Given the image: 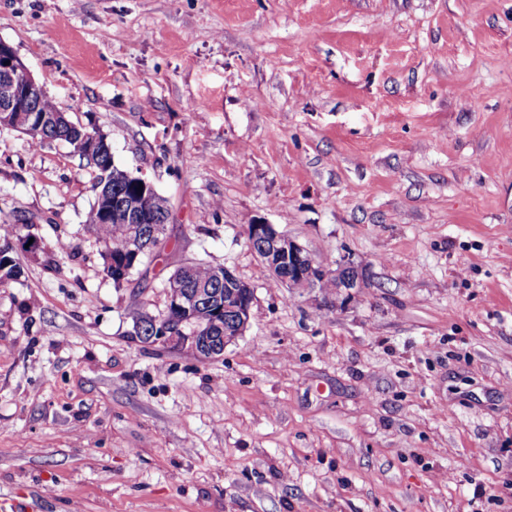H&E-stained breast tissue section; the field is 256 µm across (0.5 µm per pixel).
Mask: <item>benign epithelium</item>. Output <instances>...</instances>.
<instances>
[{
  "instance_id": "1",
  "label": "benign epithelium",
  "mask_w": 512,
  "mask_h": 512,
  "mask_svg": "<svg viewBox=\"0 0 512 512\" xmlns=\"http://www.w3.org/2000/svg\"><path fill=\"white\" fill-rule=\"evenodd\" d=\"M42 93V88L14 48L0 40V127L28 132L30 125L22 120L21 111H38L34 105V96ZM99 187L102 213L106 219L110 220L112 216L122 213L143 223L151 222V217L138 213L132 202L112 199L108 178H103ZM247 238L250 248L272 277L280 280L287 288H314L319 281L333 274L340 287L345 289V298H350L352 289L359 287L358 274L347 259H341L336 271L332 272L316 263L302 245L288 238L273 224L249 225ZM146 249L144 245L133 252L131 265L108 261L107 265L112 267V276L124 281L135 269L139 255L146 252ZM214 273L215 284L224 286V293L198 289L189 294V299L176 302L174 310L182 316L181 325L176 328L167 321L166 315L147 313L146 321L153 329L145 336L139 328L137 335L152 345L159 344L195 353L209 334L221 336L226 345L241 336L250 322L253 289L225 266L214 267ZM226 320L234 325V333L231 335L223 334V322Z\"/></svg>"
}]
</instances>
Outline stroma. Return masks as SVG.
<instances>
[{
    "mask_svg": "<svg viewBox=\"0 0 512 512\" xmlns=\"http://www.w3.org/2000/svg\"><path fill=\"white\" fill-rule=\"evenodd\" d=\"M57 109L169 219L122 283L96 170L0 128V499L35 512H512V0H0ZM277 225L360 288L276 282ZM254 290L217 359L148 345L180 265ZM96 190V184L93 189ZM94 190V191H95ZM100 189L95 192V200L92 207L87 215L85 226L88 231L92 233L95 239L100 243L103 249H106L111 258L116 260H123L130 257L129 247L132 244V239L141 235H145L148 232L147 227H142L140 231H132L130 226L141 224H116L112 221V224H105V220L102 217L99 198L97 193ZM1 225H8L7 229L0 232V240L3 241V244L0 245V248H5L4 250L0 249V264L10 263L12 266L9 268V271H11L14 268V272L12 276L8 275L6 280L15 279L20 274V267L13 255L14 250L8 251L7 248H12V242L11 240L15 238L16 240H21V235L19 233L18 225L16 224H0Z\"/></svg>",
    "mask_w": 512,
    "mask_h": 512,
    "instance_id": "obj_1",
    "label": "stroma"
}]
</instances>
